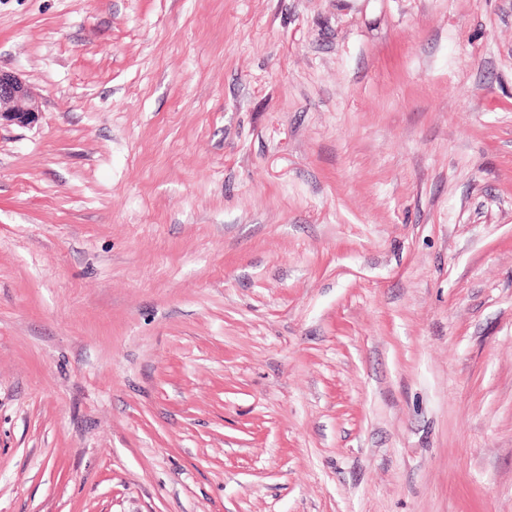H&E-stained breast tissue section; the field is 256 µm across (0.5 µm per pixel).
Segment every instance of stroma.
Masks as SVG:
<instances>
[{
	"label": "stroma",
	"mask_w": 512,
	"mask_h": 512,
	"mask_svg": "<svg viewBox=\"0 0 512 512\" xmlns=\"http://www.w3.org/2000/svg\"><path fill=\"white\" fill-rule=\"evenodd\" d=\"M0 512H512V0H0ZM41 113L40 102L17 74L0 69V129L16 125L31 127Z\"/></svg>",
	"instance_id": "stroma-1"
}]
</instances>
